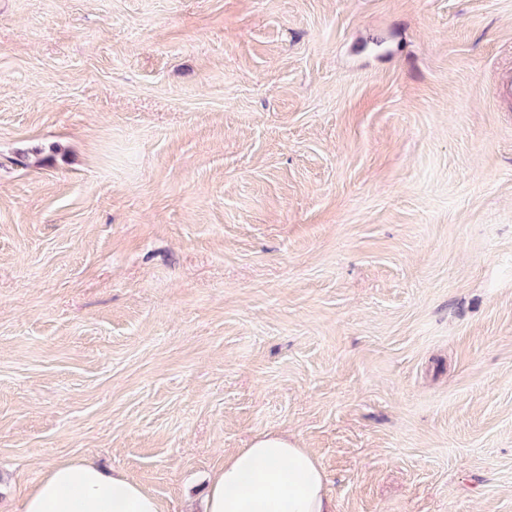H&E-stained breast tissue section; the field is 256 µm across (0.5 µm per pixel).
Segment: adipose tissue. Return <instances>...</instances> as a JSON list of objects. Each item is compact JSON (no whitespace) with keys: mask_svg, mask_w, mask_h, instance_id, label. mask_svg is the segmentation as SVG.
<instances>
[{"mask_svg":"<svg viewBox=\"0 0 512 512\" xmlns=\"http://www.w3.org/2000/svg\"><path fill=\"white\" fill-rule=\"evenodd\" d=\"M23 512H162L159 500L120 473L79 459L52 466ZM203 512H334L317 458L288 438L265 434L225 458L210 479Z\"/></svg>","mask_w":512,"mask_h":512,"instance_id":"adipose-tissue-1","label":"adipose tissue"}]
</instances>
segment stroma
Masks as SVG:
<instances>
[{
  "label": "stroma",
  "mask_w": 512,
  "mask_h": 512,
  "mask_svg": "<svg viewBox=\"0 0 512 512\" xmlns=\"http://www.w3.org/2000/svg\"><path fill=\"white\" fill-rule=\"evenodd\" d=\"M512 0H0V512L87 458L198 512H512ZM202 512H334L319 461L288 438L265 434L225 458Z\"/></svg>",
  "instance_id": "obj_1"
}]
</instances>
